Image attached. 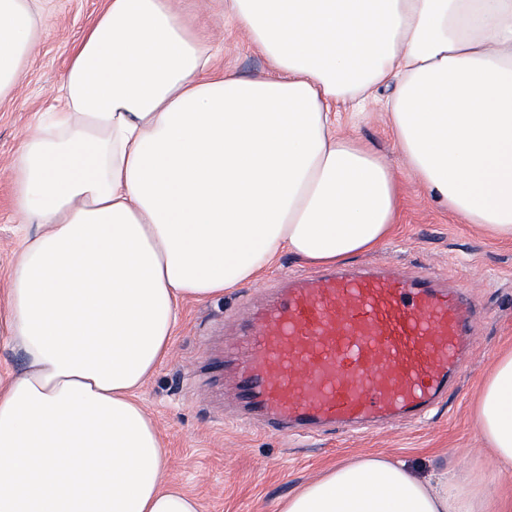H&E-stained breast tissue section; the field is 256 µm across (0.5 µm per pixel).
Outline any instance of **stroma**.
I'll return each mask as SVG.
<instances>
[{"instance_id":"obj_1","label":"stroma","mask_w":512,"mask_h":512,"mask_svg":"<svg viewBox=\"0 0 512 512\" xmlns=\"http://www.w3.org/2000/svg\"><path fill=\"white\" fill-rule=\"evenodd\" d=\"M103 4L46 0L41 44L22 82L0 100V285L22 234L9 203L12 160L24 134L54 104L71 48ZM178 9L189 32L210 20L211 38L222 46L217 67L242 77L266 70V60L241 35L226 31L220 18H208L203 0H178ZM346 132L384 156L399 185L391 236L376 250L348 258V266L388 264L409 279L430 273L465 292L480 312V345L464 356L447 398L426 423L386 424L363 434L323 429L286 440L235 427L240 408L230 395L227 377L218 375L215 366L224 360L226 337L243 325L245 310L256 299L255 287L278 288L286 279L320 273V266L286 254L257 283L204 303L187 302L171 354L145 382L140 398L168 448L170 478L197 499L200 512H275L280 500L321 469L367 454L401 460L426 482L452 473L465 482H492L512 492V473L496 474L472 425L480 384L504 344L512 341V240L462 223L440 206L406 170L389 126L377 111H368Z\"/></svg>"}]
</instances>
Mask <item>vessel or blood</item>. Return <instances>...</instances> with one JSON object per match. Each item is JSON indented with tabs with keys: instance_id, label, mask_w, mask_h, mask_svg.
<instances>
[{
	"instance_id": "obj_1",
	"label": "vessel or blood",
	"mask_w": 512,
	"mask_h": 512,
	"mask_svg": "<svg viewBox=\"0 0 512 512\" xmlns=\"http://www.w3.org/2000/svg\"><path fill=\"white\" fill-rule=\"evenodd\" d=\"M476 322L429 275L335 271L297 284L253 316L235 375L246 408L238 424L288 436L424 416L447 395Z\"/></svg>"
}]
</instances>
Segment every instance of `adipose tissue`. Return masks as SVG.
<instances>
[{
  "instance_id": "adipose-tissue-1",
  "label": "adipose tissue",
  "mask_w": 512,
  "mask_h": 512,
  "mask_svg": "<svg viewBox=\"0 0 512 512\" xmlns=\"http://www.w3.org/2000/svg\"><path fill=\"white\" fill-rule=\"evenodd\" d=\"M214 2L267 71L217 69L174 0H107L14 157L25 233L0 337L24 364L0 376V512H199L138 393L187 300L254 281L285 253L332 265L388 239L395 175L338 130L374 91L387 89L395 146L439 204L512 239V0ZM43 31L35 0H0V98ZM473 424L512 471V344ZM276 512H512V497L361 455Z\"/></svg>"
}]
</instances>
